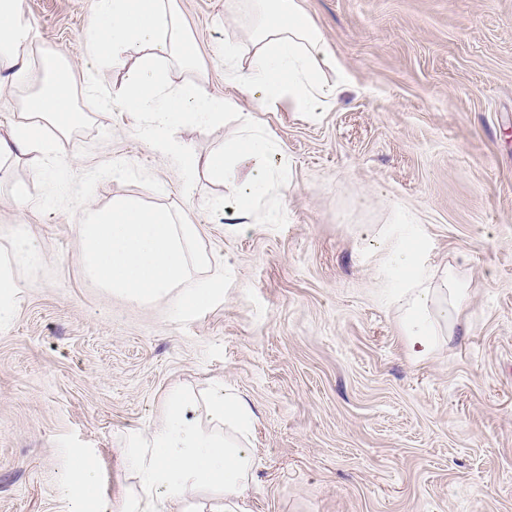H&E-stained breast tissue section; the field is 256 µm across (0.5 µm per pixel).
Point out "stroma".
<instances>
[{
  "label": "stroma",
  "mask_w": 512,
  "mask_h": 512,
  "mask_svg": "<svg viewBox=\"0 0 512 512\" xmlns=\"http://www.w3.org/2000/svg\"><path fill=\"white\" fill-rule=\"evenodd\" d=\"M344 75L318 117L287 103L242 111L288 157L277 224L233 233L212 206L226 188L139 139L121 107L60 143L82 169L122 159L163 186L99 182L184 211L233 283L186 327L165 297L137 304L96 288L76 257L79 218L0 195V256L17 231L42 248L0 324V512H95L64 488L95 456L99 494L125 512L138 475L126 437L146 433L169 391L238 389L258 421L250 512H512V0H303ZM209 91L231 93L217 52L240 30L224 0H175ZM36 48L73 67L97 0H23ZM428 266L470 283L452 336L416 361L382 266L397 214Z\"/></svg>",
  "instance_id": "obj_1"
}]
</instances>
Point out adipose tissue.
I'll list each match as a JSON object with an SVG mask.
<instances>
[{
	"mask_svg": "<svg viewBox=\"0 0 512 512\" xmlns=\"http://www.w3.org/2000/svg\"><path fill=\"white\" fill-rule=\"evenodd\" d=\"M224 14L240 26L241 42L225 43L220 54L226 82L273 106L288 99L294 111L315 114L333 108L339 85L328 77L337 64L321 30L301 0H224ZM20 0H0V89L18 96L19 117L0 133V186H9L17 204L28 186L12 182V169L25 164L53 180L59 195L67 185L53 159L73 125L89 113L121 104L138 123L151 150L175 158L186 186L198 173L225 183L228 194L215 209L236 232L255 223L264 198L287 183L288 160L279 142L254 129L250 113L239 112L242 129L205 153L176 137L177 127L204 132L223 126L239 111L237 98L214 97L205 75L195 74V49L173 0H98L96 20L81 42L82 68L62 53L36 56ZM111 57V92L98 86L96 70ZM176 71L187 79L173 82ZM39 243L21 236L10 258L0 261V323L10 319L20 271L34 270ZM421 236L392 244L387 260L399 274L394 302L411 355L435 354L440 338L452 333L455 314L470 299L453 267L427 269ZM257 416L248 400L221 387L205 400L183 390L165 400L159 417L127 455L141 480L130 498L132 512H199L193 497L212 492L208 512H246L256 471L248 446Z\"/></svg>",
	"mask_w": 512,
	"mask_h": 512,
	"instance_id": "adipose-tissue-1",
	"label": "adipose tissue"
}]
</instances>
